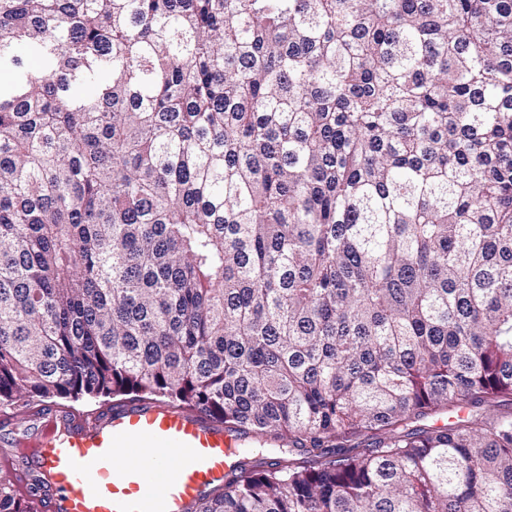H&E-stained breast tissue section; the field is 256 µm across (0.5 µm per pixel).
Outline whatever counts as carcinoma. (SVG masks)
<instances>
[{"mask_svg":"<svg viewBox=\"0 0 512 512\" xmlns=\"http://www.w3.org/2000/svg\"><path fill=\"white\" fill-rule=\"evenodd\" d=\"M1 72L0 406L223 421L194 512H512V0H0Z\"/></svg>","mask_w":512,"mask_h":512,"instance_id":"1","label":"carcinoma"}]
</instances>
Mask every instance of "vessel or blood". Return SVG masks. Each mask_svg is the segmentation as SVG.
Wrapping results in <instances>:
<instances>
[{
  "label": "vessel or blood",
  "mask_w": 512,
  "mask_h": 512,
  "mask_svg": "<svg viewBox=\"0 0 512 512\" xmlns=\"http://www.w3.org/2000/svg\"><path fill=\"white\" fill-rule=\"evenodd\" d=\"M32 446L47 512H193L237 462L223 422L163 403L58 410Z\"/></svg>",
  "instance_id": "1"
}]
</instances>
